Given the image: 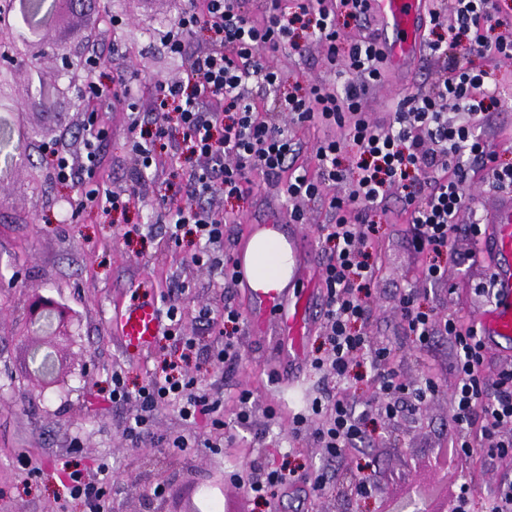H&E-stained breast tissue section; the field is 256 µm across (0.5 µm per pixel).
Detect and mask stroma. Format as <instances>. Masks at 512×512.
Returning a JSON list of instances; mask_svg holds the SVG:
<instances>
[{
    "label": "stroma",
    "instance_id": "obj_1",
    "mask_svg": "<svg viewBox=\"0 0 512 512\" xmlns=\"http://www.w3.org/2000/svg\"><path fill=\"white\" fill-rule=\"evenodd\" d=\"M89 5L85 13L64 16L47 31V38L67 52L78 35H102L114 69L127 72L143 96L156 82L183 76V59L161 43L157 31L178 18L184 0H89ZM113 16L123 21L115 34L105 27ZM276 63L287 87L334 80L325 64L324 48L303 36L297 49L280 54ZM433 68L424 54L404 71L386 69L365 102L366 112L377 122H388L391 102L427 90ZM496 78L501 105L489 119L485 139L501 162L512 164V65L502 66ZM88 110L87 102L69 103L51 95L40 106L20 112L0 106V128L12 134L0 153L29 157L19 170L0 160V512H85L84 505L64 494L55 480V467L64 460L77 464L92 479L108 482L112 512H179L190 498L199 504L212 499L221 512H268L226 478L232 468L243 470L254 460L281 452L305 468L321 462L320 449L307 438L291 437L290 427L293 413L319 396L322 376L308 363L289 359L280 337L253 332L245 288L213 287L207 272L190 260L194 244L163 241L164 227L154 217L156 204L179 191L196 160L182 152L162 154L156 175L141 180L123 102L96 115L107 132L99 173L116 192L141 185V196L125 212L114 214L109 224L100 222L93 207L70 214L64 199L71 189L54 180L48 153L63 147L83 156ZM211 206L235 216L234 223L224 228V254H238L249 226L273 224L288 241H301L314 262L324 258L318 228L330 223L332 215L323 201L303 202L306 223H289V203L256 174L243 200L228 202L218 197ZM401 209L399 196L391 195L386 212L375 218L382 241L367 329L393 345L404 377L416 382L428 371L445 372L451 346L442 339L430 349H415L397 314L399 293L418 288L425 306L475 317L484 305L480 287L489 274V260L480 242L459 235L447 262L449 268H461V275L453 285L426 288ZM183 283L190 287L179 298L185 309L184 332L198 337L203 345L215 343L217 335L198 322L199 307L222 308L230 295L244 317L234 365L216 366L203 356L188 365L201 386L218 400L225 418H232L236 411L234 398L240 387L254 391L250 426L239 429L235 442L221 448L214 445L220 433L208 422L188 424L169 408L158 411L156 434L189 438L190 447L160 448L148 439L132 443L123 437L122 428L136 409L135 401L97 400L109 389L113 369H123L133 389L160 357L156 350L137 353L120 344L109 327L114 307L157 300L162 291ZM36 294L53 298L65 311L64 335L48 340L33 332L26 306ZM36 344L42 353L53 351L58 356L61 376L56 387L43 388L28 371V352ZM270 405L280 410L277 421L265 415ZM454 435L449 396L444 392L423 414L389 423L370 418L369 442L347 462L337 484L315 500L299 489L286 491L280 494L276 510L388 512L405 494L420 489L423 512H434L435 499L452 494L441 460ZM30 461L39 466V474L29 473ZM360 464L366 466L372 484L365 497L348 488L350 475ZM458 473L476 487L472 512H483L490 490L512 480V467L485 468L477 462L460 463ZM220 478L226 484L218 489L214 483Z\"/></svg>",
    "mask_w": 512,
    "mask_h": 512
}]
</instances>
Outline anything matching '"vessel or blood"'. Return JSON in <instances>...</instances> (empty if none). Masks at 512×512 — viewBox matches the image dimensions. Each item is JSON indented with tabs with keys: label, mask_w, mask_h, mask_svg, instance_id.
<instances>
[{
	"label": "vessel or blood",
	"mask_w": 512,
	"mask_h": 512,
	"mask_svg": "<svg viewBox=\"0 0 512 512\" xmlns=\"http://www.w3.org/2000/svg\"><path fill=\"white\" fill-rule=\"evenodd\" d=\"M427 0H373L381 28L392 31L394 40L386 42L390 65L415 60L422 46V18ZM485 247L493 263L494 295L478 314L473 325L494 349L512 346V194L502 192L484 202ZM312 263L300 256L292 279L295 292L252 291L253 324L257 331H276L288 344V355L305 360L303 338L310 329L309 300L314 292ZM113 333L130 349L149 351L159 334L156 304L138 301L114 310L110 319Z\"/></svg>",
	"instance_id": "1"
}]
</instances>
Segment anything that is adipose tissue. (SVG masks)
I'll return each instance as SVG.
<instances>
[{
  "label": "adipose tissue",
  "instance_id": "adipose-tissue-1",
  "mask_svg": "<svg viewBox=\"0 0 512 512\" xmlns=\"http://www.w3.org/2000/svg\"><path fill=\"white\" fill-rule=\"evenodd\" d=\"M251 288L282 290L293 272L292 250L284 235L264 228L257 231L241 253Z\"/></svg>",
  "mask_w": 512,
  "mask_h": 512
}]
</instances>
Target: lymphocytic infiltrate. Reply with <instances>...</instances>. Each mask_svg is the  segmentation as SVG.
I'll return each instance as SVG.
<instances>
[{
	"mask_svg": "<svg viewBox=\"0 0 512 512\" xmlns=\"http://www.w3.org/2000/svg\"><path fill=\"white\" fill-rule=\"evenodd\" d=\"M373 12L371 0H265L262 19L245 8V0H186L182 16L163 32L171 52L186 61L185 75L158 83L145 103L154 117V132L141 134L140 113L132 110L129 131L132 150L142 172L156 166L163 150H186L199 165L181 196L163 200L167 241L192 237L197 246L191 260L222 287L238 285L230 259L217 256L224 241V215L206 207L205 199L245 198L251 174L277 181L286 200L327 202L332 223L322 225L326 259L321 265L325 332L310 359L325 387L307 411L294 413L293 436H307L323 454L319 467L300 471L290 460L253 462L248 471H233L230 481L255 500L273 506L279 491L304 484L308 495H322L334 479L333 464L347 460L367 438L368 413L345 386L355 368L369 365L374 390L370 400L378 416L392 421L405 414H420L441 391V380L429 373L421 382L404 381L394 365L388 343L369 336L365 325L371 314L369 297L374 286L379 251L373 213L381 211L392 192L404 200L410 226V244L421 258L420 275L430 285L448 281L443 258L459 232L480 238L479 216L468 225L458 222L471 203L466 186L479 176L494 188L512 189V167L497 162V153L480 133L499 98L492 73L481 66L489 60L512 63V38L500 36L511 23L497 0H455L453 18L442 8L427 17L424 42L434 61L427 91L399 99L391 108L387 126H380L364 110L368 91L382 79L386 57L376 35L367 34ZM356 35L343 33V26ZM320 43L326 60L343 83L333 86L308 82L282 89L276 54L296 48L299 31ZM271 96V105L259 109L254 90ZM458 121H449V113ZM178 120L179 137H172L167 121ZM299 125L339 129L336 137L316 146L317 174L298 165L295 137ZM104 133L93 127L82 134L84 163L67 151L55 153L52 167L61 183L78 181L81 167L97 168L102 159ZM354 153L353 168H346V153ZM348 182L347 194H331L330 187ZM138 196L106 184L91 190L76 189L67 198L71 211L95 206L103 221L126 210ZM165 319L162 339L175 342L178 359L163 360L137 389H129L123 371L112 373L107 399L113 403L136 401L123 436L133 442L149 434L156 411L169 407L182 420L211 419L215 428L247 426L254 393L240 389L238 412L226 422L217 402L184 367L200 347L196 337L183 333V311L162 297ZM397 312L417 349L430 348L436 337L452 344L448 370L451 420L458 435L448 448L450 461L481 456L488 464L512 460V368L488 379L483 371L489 353L472 326L462 325L454 313L441 314L423 307L420 292L403 290ZM242 317L239 307L225 303L221 311L203 307L199 320L217 326L222 342L208 353L215 365L237 361L235 336ZM61 484L81 500L86 512H111L103 483L88 479L82 469L64 464Z\"/></svg>",
	"mask_w": 512,
	"mask_h": 512,
	"instance_id": "1",
	"label": "lymphocytic infiltrate"
}]
</instances>
